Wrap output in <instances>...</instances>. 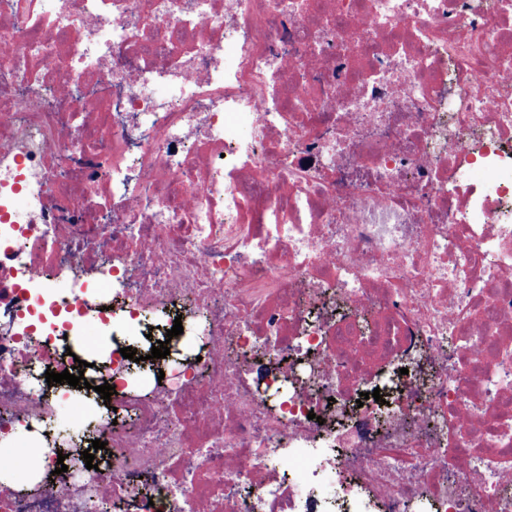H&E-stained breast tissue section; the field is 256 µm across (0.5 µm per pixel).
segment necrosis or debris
<instances>
[{
	"mask_svg": "<svg viewBox=\"0 0 512 512\" xmlns=\"http://www.w3.org/2000/svg\"><path fill=\"white\" fill-rule=\"evenodd\" d=\"M131 336L183 360L128 384ZM109 379L74 472L48 425ZM20 430L0 512H512V5L0 0Z\"/></svg>",
	"mask_w": 512,
	"mask_h": 512,
	"instance_id": "necrosis-or-debris-1",
	"label": "necrosis or debris"
}]
</instances>
